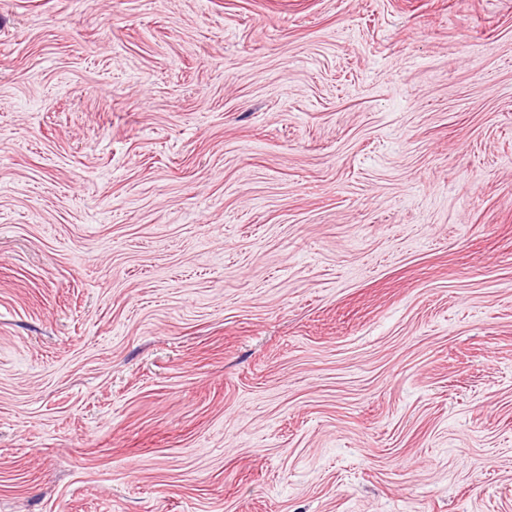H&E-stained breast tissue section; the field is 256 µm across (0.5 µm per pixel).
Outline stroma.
<instances>
[{"mask_svg": "<svg viewBox=\"0 0 512 512\" xmlns=\"http://www.w3.org/2000/svg\"><path fill=\"white\" fill-rule=\"evenodd\" d=\"M0 512H512V0H0Z\"/></svg>", "mask_w": 512, "mask_h": 512, "instance_id": "stroma-1", "label": "stroma"}]
</instances>
